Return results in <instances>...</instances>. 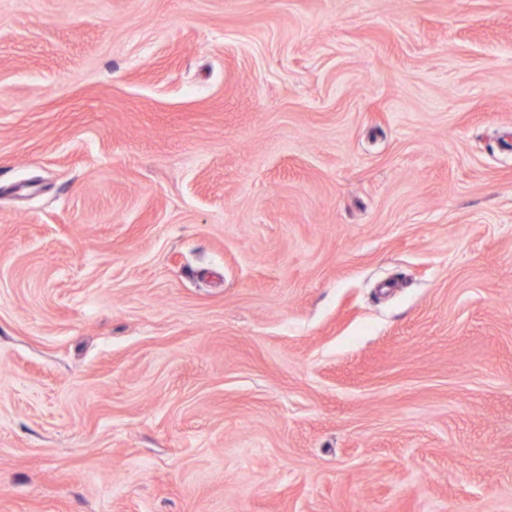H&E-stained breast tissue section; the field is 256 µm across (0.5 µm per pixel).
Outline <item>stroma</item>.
Wrapping results in <instances>:
<instances>
[{
	"mask_svg": "<svg viewBox=\"0 0 512 512\" xmlns=\"http://www.w3.org/2000/svg\"><path fill=\"white\" fill-rule=\"evenodd\" d=\"M0 512H512V0H0Z\"/></svg>",
	"mask_w": 512,
	"mask_h": 512,
	"instance_id": "35a3bbf8",
	"label": "stroma"
}]
</instances>
